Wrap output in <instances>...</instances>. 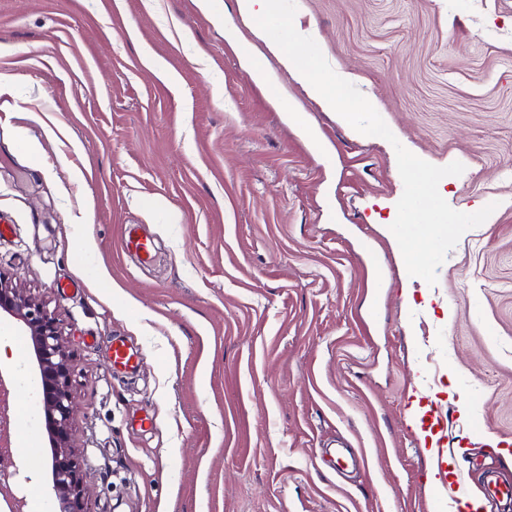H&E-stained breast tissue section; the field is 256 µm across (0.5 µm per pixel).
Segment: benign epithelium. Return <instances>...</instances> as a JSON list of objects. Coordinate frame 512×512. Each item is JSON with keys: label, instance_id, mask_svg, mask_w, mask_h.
I'll return each instance as SVG.
<instances>
[{"label": "benign epithelium", "instance_id": "7a95c632", "mask_svg": "<svg viewBox=\"0 0 512 512\" xmlns=\"http://www.w3.org/2000/svg\"><path fill=\"white\" fill-rule=\"evenodd\" d=\"M22 323L31 338L40 377V405L50 432L51 480L56 512H88L72 433L73 359L55 314L44 301L0 275V312ZM9 404L0 374V446H9Z\"/></svg>", "mask_w": 512, "mask_h": 512}]
</instances>
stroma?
<instances>
[{
    "mask_svg": "<svg viewBox=\"0 0 512 512\" xmlns=\"http://www.w3.org/2000/svg\"><path fill=\"white\" fill-rule=\"evenodd\" d=\"M234 7L0 0V274L73 356L90 512H421L415 398L472 494L484 464L512 476V0H288L358 76L344 105L397 127L470 217L423 257L414 313L376 224L410 193L399 160L277 61L258 84L224 38ZM11 401L0 469L51 512L44 418ZM110 357L114 368L135 369L139 353L122 339H114L110 345Z\"/></svg>",
    "mask_w": 512,
    "mask_h": 512,
    "instance_id": "35a3bbf8",
    "label": "stroma"
}]
</instances>
